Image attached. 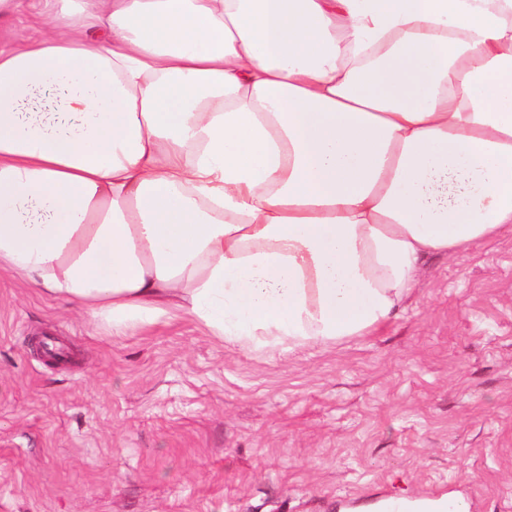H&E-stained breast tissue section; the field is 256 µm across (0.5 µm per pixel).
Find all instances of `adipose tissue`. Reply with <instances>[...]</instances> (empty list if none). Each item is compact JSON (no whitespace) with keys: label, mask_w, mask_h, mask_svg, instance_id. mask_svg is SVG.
Masks as SVG:
<instances>
[{"label":"adipose tissue","mask_w":512,"mask_h":512,"mask_svg":"<svg viewBox=\"0 0 512 512\" xmlns=\"http://www.w3.org/2000/svg\"><path fill=\"white\" fill-rule=\"evenodd\" d=\"M0 47V269L113 335L369 334L512 230V0H60Z\"/></svg>","instance_id":"adipose-tissue-1"}]
</instances>
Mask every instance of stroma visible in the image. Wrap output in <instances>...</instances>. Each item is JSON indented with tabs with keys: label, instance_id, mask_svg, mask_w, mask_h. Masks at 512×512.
<instances>
[{
	"label": "stroma",
	"instance_id": "stroma-1",
	"mask_svg": "<svg viewBox=\"0 0 512 512\" xmlns=\"http://www.w3.org/2000/svg\"><path fill=\"white\" fill-rule=\"evenodd\" d=\"M512 512V233L428 257L368 335L293 354L108 336L0 270V512Z\"/></svg>",
	"mask_w": 512,
	"mask_h": 512
}]
</instances>
